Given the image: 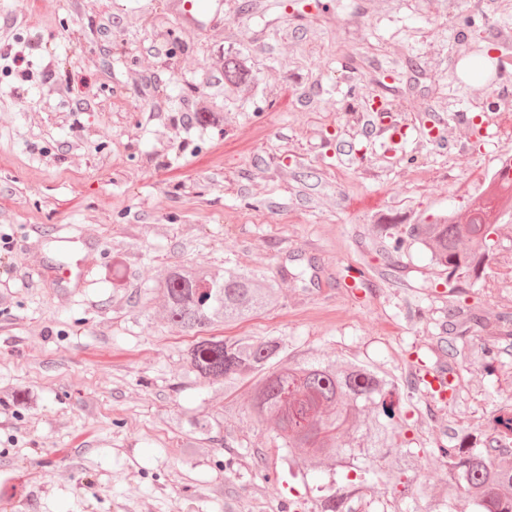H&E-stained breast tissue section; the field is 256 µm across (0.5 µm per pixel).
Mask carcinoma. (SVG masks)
Here are the masks:
<instances>
[{
    "label": "carcinoma",
    "instance_id": "1",
    "mask_svg": "<svg viewBox=\"0 0 512 512\" xmlns=\"http://www.w3.org/2000/svg\"><path fill=\"white\" fill-rule=\"evenodd\" d=\"M248 81L250 73L242 68L240 57H226L224 83L237 87ZM491 211L480 206L464 224L448 218L413 224L409 236L429 250L434 264L452 280L470 271L476 256L488 249L494 226ZM277 288L276 279L258 272L191 266L173 267L152 286L166 299L170 324L189 333L250 319L268 306ZM280 352L273 339H203L186 355L187 373L226 389L242 377L262 375L253 409L261 419H277L284 447L336 466L344 459L354 460L353 484H403L408 453L396 466H382L397 408L395 381L368 365L329 364L316 357L278 369L275 359ZM438 454L448 464V485L442 490L448 508L464 497L474 503L475 512H512L511 458L442 445ZM322 512H352L348 496L332 493Z\"/></svg>",
    "mask_w": 512,
    "mask_h": 512
}]
</instances>
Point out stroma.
<instances>
[{
    "label": "stroma",
    "mask_w": 512,
    "mask_h": 512,
    "mask_svg": "<svg viewBox=\"0 0 512 512\" xmlns=\"http://www.w3.org/2000/svg\"><path fill=\"white\" fill-rule=\"evenodd\" d=\"M309 2L224 0L197 33L167 0H0V512H321L324 465L289 471L253 380L185 378L195 339L151 289L177 263L277 279L268 308L215 336L356 360L403 389L395 445L426 494L362 488L353 512L434 506L437 446L512 457L492 427L512 411V336L448 323L512 317V222L451 281L407 236L466 218L512 152V0ZM228 53L249 86H225ZM200 96L223 124L193 118ZM373 96L408 132L394 151Z\"/></svg>",
    "instance_id": "obj_1"
}]
</instances>
